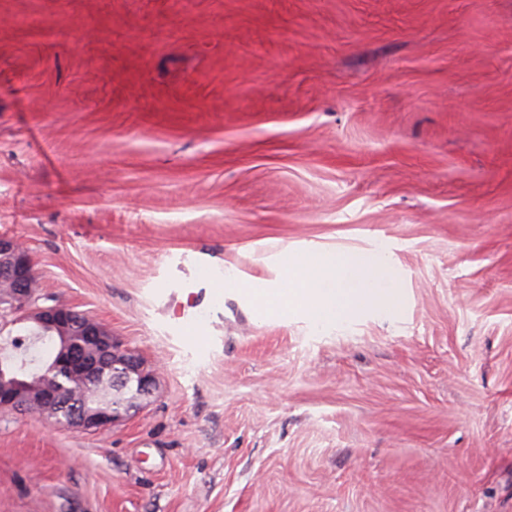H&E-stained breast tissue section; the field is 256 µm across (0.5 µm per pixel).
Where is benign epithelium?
<instances>
[{
    "mask_svg": "<svg viewBox=\"0 0 512 512\" xmlns=\"http://www.w3.org/2000/svg\"><path fill=\"white\" fill-rule=\"evenodd\" d=\"M35 279L28 249L18 239L0 235V281L12 282L17 287L14 294L0 296V314L13 315L20 322L32 324L35 337L54 333L57 346L52 362L68 369L75 380L87 384L110 368L112 386L121 389L131 384L139 398L111 411L66 397L61 390L45 383L44 375L38 378L40 387L33 389L8 383L1 377L0 409L34 411L56 425L61 423L59 414L66 411L69 413L67 426L84 432L109 428L120 419L139 412L156 390L155 374L145 369L139 356L123 348L98 320L56 299L50 304L41 302L38 289L27 287Z\"/></svg>",
    "mask_w": 512,
    "mask_h": 512,
    "instance_id": "7a95c632",
    "label": "benign epithelium"
}]
</instances>
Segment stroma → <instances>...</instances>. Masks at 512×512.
<instances>
[{"label":"stroma","mask_w":512,"mask_h":512,"mask_svg":"<svg viewBox=\"0 0 512 512\" xmlns=\"http://www.w3.org/2000/svg\"><path fill=\"white\" fill-rule=\"evenodd\" d=\"M157 376L0 410V512H512V0H0V235ZM385 243L318 335L215 292Z\"/></svg>","instance_id":"stroma-1"}]
</instances>
